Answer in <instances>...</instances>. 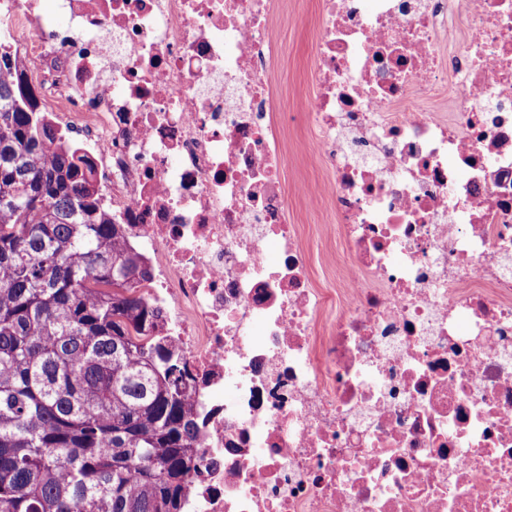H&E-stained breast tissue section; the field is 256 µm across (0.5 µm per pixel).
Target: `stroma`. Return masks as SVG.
I'll use <instances>...</instances> for the list:
<instances>
[{
    "label": "stroma",
    "instance_id": "obj_1",
    "mask_svg": "<svg viewBox=\"0 0 512 512\" xmlns=\"http://www.w3.org/2000/svg\"><path fill=\"white\" fill-rule=\"evenodd\" d=\"M320 18V0H288L280 37L285 43L280 92L293 118L285 128L288 162L284 171L288 211L302 228L303 243L311 254V271L325 287L336 283V241L324 233L332 218L330 206L309 210L306 198L320 192L331 173L298 111L314 88L312 55Z\"/></svg>",
    "mask_w": 512,
    "mask_h": 512
}]
</instances>
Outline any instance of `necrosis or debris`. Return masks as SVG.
Here are the masks:
<instances>
[{
  "label": "necrosis or debris",
  "mask_w": 512,
  "mask_h": 512,
  "mask_svg": "<svg viewBox=\"0 0 512 512\" xmlns=\"http://www.w3.org/2000/svg\"><path fill=\"white\" fill-rule=\"evenodd\" d=\"M56 2L0 0V39L151 270L183 512H512V0H321L332 288L283 187L286 0Z\"/></svg>",
  "instance_id": "4bbe7bcc"
}]
</instances>
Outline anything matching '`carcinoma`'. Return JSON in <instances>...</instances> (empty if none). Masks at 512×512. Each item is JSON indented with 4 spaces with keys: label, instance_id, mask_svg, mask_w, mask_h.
I'll use <instances>...</instances> for the list:
<instances>
[{
    "label": "carcinoma",
    "instance_id": "obj_1",
    "mask_svg": "<svg viewBox=\"0 0 512 512\" xmlns=\"http://www.w3.org/2000/svg\"><path fill=\"white\" fill-rule=\"evenodd\" d=\"M0 44V512H181L198 425L150 272Z\"/></svg>",
    "mask_w": 512,
    "mask_h": 512
}]
</instances>
